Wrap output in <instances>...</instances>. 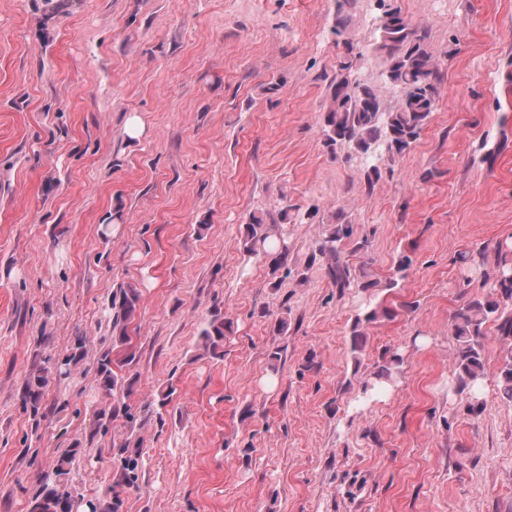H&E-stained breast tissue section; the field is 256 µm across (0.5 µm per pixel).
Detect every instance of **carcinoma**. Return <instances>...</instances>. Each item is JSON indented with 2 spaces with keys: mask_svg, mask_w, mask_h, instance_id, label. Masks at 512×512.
<instances>
[{
  "mask_svg": "<svg viewBox=\"0 0 512 512\" xmlns=\"http://www.w3.org/2000/svg\"><path fill=\"white\" fill-rule=\"evenodd\" d=\"M336 28L334 34H345L349 25V10L353 0H336ZM377 14L374 17V50L387 64L386 82L404 90L400 102L392 109L383 106L378 88L362 85L352 80L355 66L354 47H348V56L341 62L339 72L329 84L330 105L324 115L325 143L333 147L339 143L349 145L352 150L365 159L375 156L376 150L383 146L391 155H403L418 140L423 129L430 121L435 110L438 86L444 81V73L432 54L426 49L428 31L408 22L398 7L387 0H375ZM337 215V222L326 225L320 252L330 257L328 273L336 287L351 286V272L342 260L337 243L353 235V226ZM273 238H282L279 224H266L259 217H251L246 224L244 249L253 256L265 252L267 242ZM492 251L497 256L495 295L472 297L459 308L452 318L451 331L455 336L457 348L454 357V372L459 387L469 390L471 413L482 410L480 386L484 377V340L485 324L497 322V330L502 341V365L498 373L501 392L505 399L512 401V256L503 250V246L485 245L479 252L480 260L487 259L486 253ZM411 259L403 256L395 265L394 272L380 282L362 271L357 287L367 290L384 286L387 290L396 288L400 281L408 276ZM141 294L136 288H121L112 297V345L129 346L132 337L128 328L136 318L140 308ZM394 310L380 304L368 310L364 316L355 319L351 331L350 352L357 355L363 351L367 336L364 327L380 319H391ZM231 330V322L217 312L204 326L198 336V344L207 353L218 358L224 356V337ZM85 338L75 339L71 352L66 356L60 374H67V366L78 362L84 355ZM401 358L391 351L381 356V364L376 366L372 377L361 385L366 395L375 387L391 383L400 372ZM96 377L98 384L106 393L118 389L130 390L134 381H125L114 371L112 349L100 352L97 359ZM55 378L52 369L41 365L32 369L24 383L23 406L30 415L37 418L42 415L43 399L46 388ZM82 442L74 443L56 462L52 474L44 477L39 492L32 499L29 512H72L74 502L72 494L66 489V478L70 465ZM120 459V468L113 477L110 494L104 497L87 499L82 506L85 512H124L127 490L137 486L139 479V459L141 448L130 446L124 441L115 449Z\"/></svg>",
  "mask_w": 512,
  "mask_h": 512,
  "instance_id": "1",
  "label": "carcinoma"
}]
</instances>
